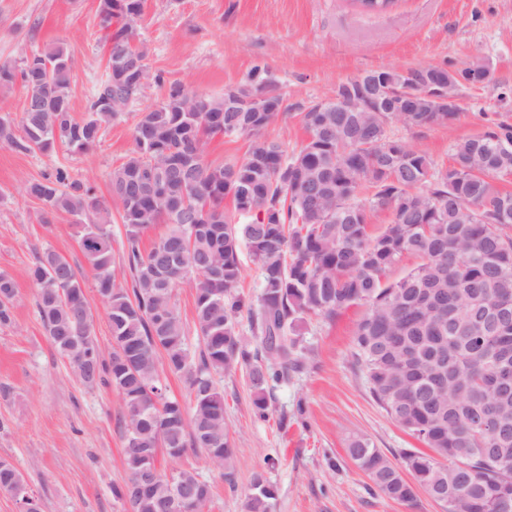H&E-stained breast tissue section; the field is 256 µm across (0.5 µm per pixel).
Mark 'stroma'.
<instances>
[{"label":"stroma","mask_w":512,"mask_h":512,"mask_svg":"<svg viewBox=\"0 0 512 512\" xmlns=\"http://www.w3.org/2000/svg\"><path fill=\"white\" fill-rule=\"evenodd\" d=\"M99 0H0V64L20 66L35 50L63 45L72 62L71 103L86 115L96 82L106 68ZM149 47L150 82L106 125L88 152L65 146L39 153L0 147V272L16 285L13 321L0 326V459L12 462L33 490L40 512H125L112 495L128 476L119 392L85 387L51 344L37 311V288L28 276L36 251L51 248L69 258L92 282L84 264L76 217L38 220L27 182L67 168L110 198V175L132 146L140 114L160 102L171 83L223 97L227 87L264 69L289 107L287 120L265 135L299 148L307 134L300 107L331 98L342 80L384 67L407 68L479 58L494 83L463 90L465 112L450 126L418 133L402 124L395 137L436 163L451 159L453 145L484 131L486 115L512 120L497 100V84L512 86V0H395L383 12H366L353 0H144L138 23ZM365 306L337 320L310 317L303 330L309 352L305 369L271 391V415L255 416L247 368L224 376L225 421L235 450L236 483L228 485L206 453L191 448L163 469L195 471L211 486L203 512H245V492L257 471L277 484V512H446L418 493L408 506L378 494L348 455L359 436L370 438L392 461L420 442L372 400L353 365L351 349ZM304 422L293 421L297 403ZM289 415L280 427V415ZM276 458L267 467V458Z\"/></svg>","instance_id":"obj_1"}]
</instances>
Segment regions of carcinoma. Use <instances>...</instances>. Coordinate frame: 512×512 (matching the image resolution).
Returning <instances> with one entry per match:
<instances>
[{"instance_id": "carcinoma-1", "label": "carcinoma", "mask_w": 512, "mask_h": 512, "mask_svg": "<svg viewBox=\"0 0 512 512\" xmlns=\"http://www.w3.org/2000/svg\"><path fill=\"white\" fill-rule=\"evenodd\" d=\"M143 0H100L107 67L128 52L146 60L137 22ZM442 71L453 93L474 86L471 70L454 64L370 70L336 86L332 98L300 112L308 134L293 153L264 136L288 117L277 112H226L224 103L170 84L165 98L141 114L132 148L112 170L111 199L121 209L125 251L114 270L112 213L88 182L59 167L26 185L40 223L59 214H92L80 225V247L107 309L111 350L93 334L85 283L64 256L45 248L29 277L38 290V315L50 342L82 383L112 385L123 402L128 480L112 488L127 512H162L189 485L202 512L211 487L192 471L166 473L159 451L181 457L205 450L210 463L235 484L234 451L217 377L249 367L255 414L268 418L271 384L306 366L301 343L305 318H338L367 307L351 356L374 402L431 453L415 448L392 462L359 436L349 448L356 466L381 496L412 504L421 490L453 502L454 512H503L512 504V392L499 389L497 355L512 353V192L498 179L512 170V123L491 119L482 133L453 147L452 161L436 164L391 135L400 122L418 132L454 122L461 106L437 112L423 84L412 112H393L367 96L380 84L405 94L408 75ZM21 80L25 102L20 126L0 117V146L49 153L58 144L74 153L99 141L102 125L138 94L114 86L112 74L96 85L87 116L73 114L71 60L57 45L36 50L20 69L0 65V86ZM242 97L273 89L250 78L235 86ZM376 112H346L344 104ZM322 106L324 112L314 108ZM245 137L236 164L206 160V139ZM231 199L233 209L224 208ZM390 221L372 230L374 213ZM252 213L242 223L236 215ZM165 230L147 251L151 227ZM247 248L261 273L260 293L239 292L240 254ZM421 263L394 281L386 272L404 256ZM194 281L195 325L202 347L190 350L174 291ZM15 285L0 273V325L13 321ZM247 314L261 347L241 336ZM184 378L190 401L168 394L162 374ZM466 465L457 468L456 463ZM21 473L0 459V491L12 494ZM277 486L254 474L245 512H276Z\"/></svg>"}]
</instances>
